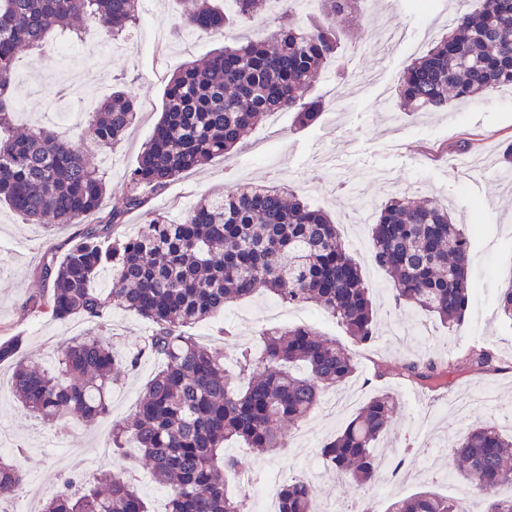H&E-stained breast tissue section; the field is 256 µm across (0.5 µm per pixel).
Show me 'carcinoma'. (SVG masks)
<instances>
[{"label": "carcinoma", "mask_w": 512, "mask_h": 512, "mask_svg": "<svg viewBox=\"0 0 512 512\" xmlns=\"http://www.w3.org/2000/svg\"><path fill=\"white\" fill-rule=\"evenodd\" d=\"M139 0H0V203L31 224H81L61 258L48 253L41 277L46 297L26 305L66 321L104 322L117 304L152 324L144 348L161 361L129 419L112 426L109 447L121 464L72 492L64 475L41 512H148L133 477L152 464L167 494L166 512H251L247 493H228L239 471L227 451L243 443L259 452L288 447L287 427L303 423L322 394L356 373L345 345L310 326L266 327L261 353L239 352L242 382L231 386L224 352L188 332L234 302L265 293L293 306L317 303L354 342L370 344L376 319L360 264L347 252L327 213L280 185L245 184L200 199L173 224L144 210L149 197L182 174L232 153L246 132L272 112H293L300 127L315 123L327 104L308 94L313 78L344 52L334 20L357 0H322L323 14L299 24L284 7L266 38L245 39L186 63L168 79L161 116L136 165L126 175L125 209L102 213L107 183L86 154L54 128L13 126L15 70L23 49L41 52L56 36L102 21L112 39L138 21ZM198 0L181 23L211 34L257 17L260 0ZM512 86V0H480L457 14L448 36L411 60L398 79L400 109L445 112L451 100L482 99ZM136 103L115 87L88 116L87 132L104 150L133 125ZM144 210L133 237L113 234L130 210ZM371 260L391 279L396 304L461 328L469 302L467 236L448 208L433 198L391 199L371 225ZM109 271L108 288L96 287ZM497 310L512 320V276L499 290ZM18 336L0 341V362L20 350ZM115 342L108 335L71 336L57 347L53 367L14 364L13 396L48 426L76 418L86 425L112 415ZM498 358L472 349L453 361L409 362L400 376L430 388L449 373L491 372ZM385 392L367 403L317 455L340 481L360 489L379 479L377 446L395 413ZM452 465L483 497L484 512H512L498 488L512 484V437L492 424L467 429L453 445ZM25 476L14 458L0 456V502L15 497ZM318 489L303 477L284 480L278 512H317ZM386 512H469L466 504L429 490L395 497Z\"/></svg>", "instance_id": "1"}]
</instances>
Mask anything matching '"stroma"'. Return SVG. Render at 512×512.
Returning <instances> with one entry per match:
<instances>
[{
  "label": "stroma",
  "mask_w": 512,
  "mask_h": 512,
  "mask_svg": "<svg viewBox=\"0 0 512 512\" xmlns=\"http://www.w3.org/2000/svg\"><path fill=\"white\" fill-rule=\"evenodd\" d=\"M476 0H436L433 9H420L413 0H396L392 17L355 9L338 20L344 43L350 49L340 64H328L314 79L311 95L330 99L332 88L342 98L338 109H326L309 127H297L290 112H275L248 131L240 153L217 158L201 169L188 172L163 191L152 196L149 208L169 221H180L201 197L220 195L243 182L276 181L287 184L311 205L324 209L335 222L346 249L360 261L365 283L373 301L377 320L376 338L370 347L352 346L357 372L342 389L327 390L323 398L352 400V408L341 414L324 405L300 425V432L312 438L310 447L288 448L257 457L248 448L234 453L248 471H267L280 478L300 475L309 457L380 392H390L397 412L380 442L384 460L401 457L410 472L409 481L398 488L401 496L429 489L449 498L472 495V488L460 477H448V456L453 438L469 425L494 423L504 435L512 434V323L497 313V296L502 279L512 273V182L503 179L502 154L512 141V93L495 94L470 103H450L444 112H403L399 109L397 80L412 58L423 55L432 40L448 29L441 10L465 11ZM181 13L179 0H139V20L126 39L111 40L105 27L90 28L77 42L74 65L81 70L83 83L76 95H69L58 79L64 39L45 51L27 55L18 63L14 93L28 114L17 128L43 120L45 99L55 95L67 99L72 108L94 111L103 96L101 85L124 83L137 100L138 120L116 150L96 154V161L110 159L105 176L111 191L102 203L103 211L123 209L125 174L152 136L162 109L165 80L186 62L201 58L219 43H233L267 32L265 18L229 31L225 37L193 34L177 30ZM411 31L410 39L386 44L376 38L385 21ZM344 67L345 80L336 77ZM480 171L482 183L470 181L469 171ZM417 197H433L446 204L455 223L463 225L471 256V302L465 323L451 332L433 318L410 308H395L390 282L368 254L369 225L361 215L376 216L380 208L403 192ZM77 225L35 226L0 205V339L19 336L25 357L45 361L54 353L56 341L81 332L101 334L99 323L89 320L60 322L42 313H30L24 306L48 291L40 276L44 253L64 255ZM266 295L229 304L217 323L205 322L193 330L203 342L215 339L214 326L221 323L236 336L228 345L231 356L225 362L227 376H235L233 360L240 346L256 347L259 322L244 320L245 312L269 303ZM281 326L308 325L321 334L344 339L343 330L317 306L279 304ZM485 347L499 359L496 373L470 372L447 376L441 388L407 384L400 368L428 358L448 361L473 348ZM155 360L143 359L139 368L125 372L112 387V416L93 426L71 423L51 428L30 417L12 394L0 397V430L9 434L11 446L23 451L26 473L24 507L37 512L42 500L60 476L55 448L46 444L48 436L61 434L67 447L80 449L81 458L70 468L83 482H93L99 468L93 465L109 439L114 420L132 412L144 384L156 369ZM472 395L476 403L468 422H461L449 409L454 398ZM435 437L433 457L438 466L425 472L426 461L416 448L424 430ZM321 497L338 499L341 512H385L389 493L381 487L355 490L321 471L314 480Z\"/></svg>",
  "instance_id": "stroma-1"
}]
</instances>
